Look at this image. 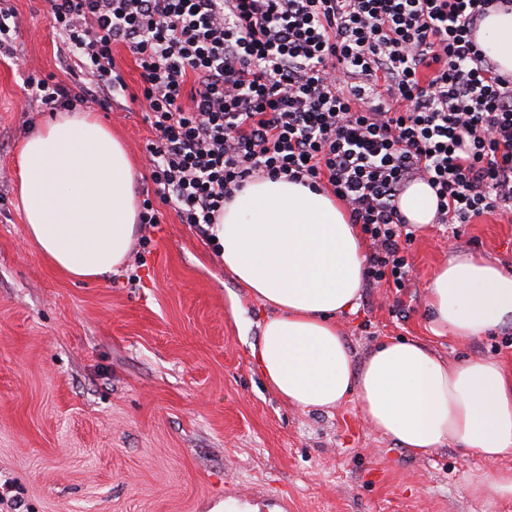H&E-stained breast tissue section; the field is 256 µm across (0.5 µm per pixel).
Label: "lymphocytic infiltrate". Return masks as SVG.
Segmentation results:
<instances>
[{
	"instance_id": "obj_1",
	"label": "lymphocytic infiltrate",
	"mask_w": 512,
	"mask_h": 512,
	"mask_svg": "<svg viewBox=\"0 0 512 512\" xmlns=\"http://www.w3.org/2000/svg\"><path fill=\"white\" fill-rule=\"evenodd\" d=\"M78 59L70 92L28 78L49 111L111 104L126 45L155 133V196L202 236L256 178L332 194L370 242L367 285L406 288L414 233L397 209L413 181L439 224L512 217V76L476 33L512 0H47Z\"/></svg>"
}]
</instances>
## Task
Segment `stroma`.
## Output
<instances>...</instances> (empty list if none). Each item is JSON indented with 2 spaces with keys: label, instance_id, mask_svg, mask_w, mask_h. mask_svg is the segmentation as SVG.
Segmentation results:
<instances>
[{
  "label": "stroma",
  "instance_id": "stroma-1",
  "mask_svg": "<svg viewBox=\"0 0 512 512\" xmlns=\"http://www.w3.org/2000/svg\"><path fill=\"white\" fill-rule=\"evenodd\" d=\"M10 4L21 34L16 63L0 61V479L27 512H512V499L470 496L469 477L492 468L473 450L417 453L371 430L356 401L304 411L279 396L250 357L269 309L171 205L136 229L118 273L75 280L45 261L25 236L17 155L52 114L23 83L78 76L45 0ZM112 55L125 109H88L125 144L144 193L153 133L134 99L140 71L127 47ZM466 252L512 271V222L416 231L408 288L362 289L336 317L355 364L417 340L448 362L491 358L512 372V325L464 342L429 329V278Z\"/></svg>",
  "mask_w": 512,
  "mask_h": 512
}]
</instances>
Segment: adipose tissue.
<instances>
[{"label":"adipose tissue","instance_id":"adipose-tissue-1","mask_svg":"<svg viewBox=\"0 0 512 512\" xmlns=\"http://www.w3.org/2000/svg\"><path fill=\"white\" fill-rule=\"evenodd\" d=\"M480 47L512 73V11L490 13ZM19 197L29 242L60 273L97 280L120 271L140 203L121 141L91 113H58L19 154ZM414 228L431 224L434 191L410 183L397 202ZM224 266L272 310L251 349L261 375L292 405L331 409L355 397L366 423L400 446L447 442L495 462L512 451V373L493 360L454 365L417 341L386 344L362 366L336 327L363 287L355 225L328 194L283 179L249 183L213 228ZM435 335L467 339L512 323V272L471 254L440 265L427 284Z\"/></svg>","mask_w":512,"mask_h":512}]
</instances>
